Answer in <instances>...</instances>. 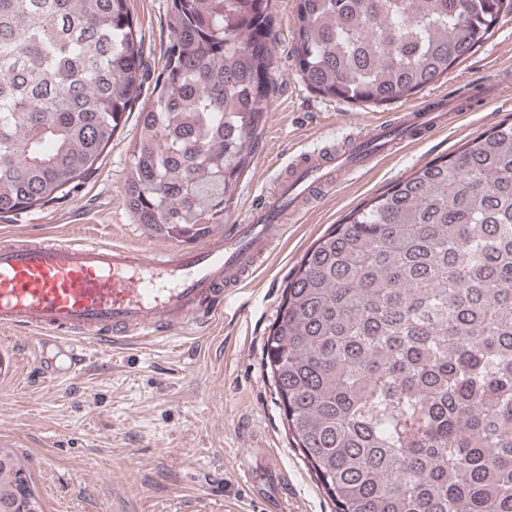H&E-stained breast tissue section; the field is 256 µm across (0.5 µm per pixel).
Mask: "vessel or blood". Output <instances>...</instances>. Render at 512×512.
<instances>
[{"mask_svg": "<svg viewBox=\"0 0 512 512\" xmlns=\"http://www.w3.org/2000/svg\"><path fill=\"white\" fill-rule=\"evenodd\" d=\"M467 97H439L434 108L400 113L367 128L344 152L322 149L295 164L288 182L264 194L242 222L194 248L154 253L74 240L0 247V327L56 343L69 369L83 365V342L138 339L185 331L224 311L231 289L244 287L303 201L364 173L378 158L446 127L467 111Z\"/></svg>", "mask_w": 512, "mask_h": 512, "instance_id": "b4317fda", "label": "vessel or blood"}]
</instances>
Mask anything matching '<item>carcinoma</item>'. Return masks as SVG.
I'll return each instance as SVG.
<instances>
[{
  "mask_svg": "<svg viewBox=\"0 0 512 512\" xmlns=\"http://www.w3.org/2000/svg\"><path fill=\"white\" fill-rule=\"evenodd\" d=\"M512 0H297L318 94L407 99L487 38ZM153 96L131 0H0V216L62 199L118 128L137 222L208 236L272 98L269 0H171ZM295 448L335 512H512V123L353 209L303 255L266 341ZM0 512L36 496L16 455Z\"/></svg>",
  "mask_w": 512,
  "mask_h": 512,
  "instance_id": "1",
  "label": "carcinoma"
}]
</instances>
